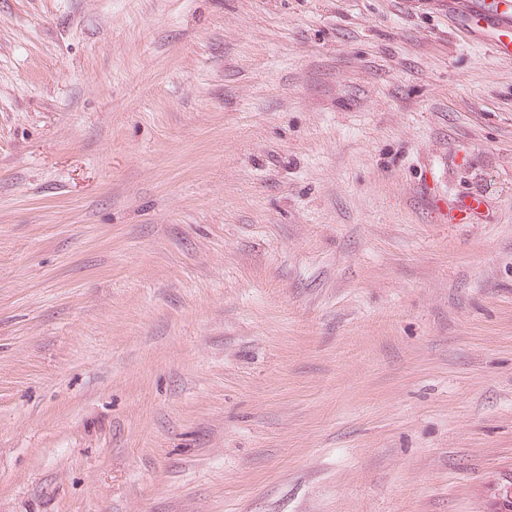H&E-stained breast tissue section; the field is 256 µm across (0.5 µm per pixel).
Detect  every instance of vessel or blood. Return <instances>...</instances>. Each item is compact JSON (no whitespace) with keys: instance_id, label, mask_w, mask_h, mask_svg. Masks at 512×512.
I'll list each match as a JSON object with an SVG mask.
<instances>
[{"instance_id":"vessel-or-blood-1","label":"vessel or blood","mask_w":512,"mask_h":512,"mask_svg":"<svg viewBox=\"0 0 512 512\" xmlns=\"http://www.w3.org/2000/svg\"><path fill=\"white\" fill-rule=\"evenodd\" d=\"M464 29L488 30L494 35L496 57L512 59V0H463Z\"/></svg>"}]
</instances>
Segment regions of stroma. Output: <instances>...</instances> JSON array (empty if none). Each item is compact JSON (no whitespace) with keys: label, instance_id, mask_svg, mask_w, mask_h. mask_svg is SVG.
I'll use <instances>...</instances> for the list:
<instances>
[{"label":"stroma","instance_id":"35a3bbf8","mask_svg":"<svg viewBox=\"0 0 512 512\" xmlns=\"http://www.w3.org/2000/svg\"><path fill=\"white\" fill-rule=\"evenodd\" d=\"M508 472L490 34L0 0V512H485Z\"/></svg>","mask_w":512,"mask_h":512}]
</instances>
